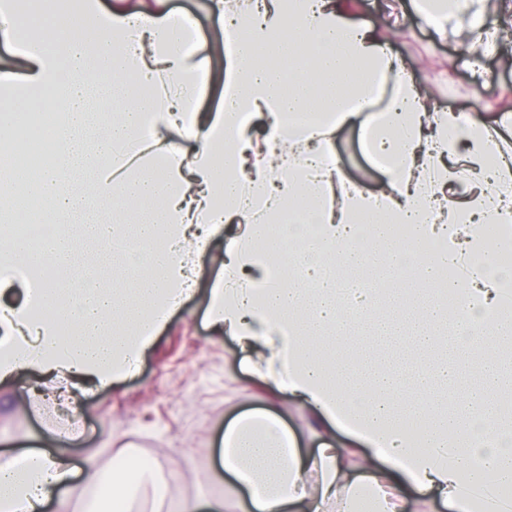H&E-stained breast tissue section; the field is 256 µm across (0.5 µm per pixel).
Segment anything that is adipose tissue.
<instances>
[{"mask_svg":"<svg viewBox=\"0 0 512 512\" xmlns=\"http://www.w3.org/2000/svg\"><path fill=\"white\" fill-rule=\"evenodd\" d=\"M482 2L414 6L439 30L461 17L479 29ZM211 7L224 21V98L203 112L213 72L185 49L192 18L84 0L77 29L62 34L48 9L0 0V40L22 43L25 68L20 79L0 73V110L33 119L59 107L45 136L61 147L33 187L41 208L0 211V290L22 292L0 308V382L37 371L69 398L129 373L192 290L187 253L220 235L207 319L307 411L321 445L305 457L273 412L241 417L224 432L225 495L186 498L181 512H353L359 495L375 512H401L405 486L420 512L437 500L449 512L477 501L512 512L496 494L499 462L512 457V403L496 394L512 377V270L493 261L512 247V167L498 143L474 113L430 108L344 0ZM275 30L287 39L267 44ZM284 81L294 97L280 95ZM306 110L316 123H289ZM355 124L386 177L375 194L347 187L334 163L337 131ZM287 211L317 227L297 254L260 239L261 222ZM364 216L409 225L389 262L413 290L410 307L377 288L380 244ZM13 224L46 233L34 247ZM391 326L401 329L393 363L321 348ZM27 458L0 460V512H43L69 492L66 455Z\"/></svg>","mask_w":512,"mask_h":512,"instance_id":"obj_1","label":"adipose tissue"}]
</instances>
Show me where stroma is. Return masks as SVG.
<instances>
[{
	"mask_svg": "<svg viewBox=\"0 0 512 512\" xmlns=\"http://www.w3.org/2000/svg\"><path fill=\"white\" fill-rule=\"evenodd\" d=\"M104 2L127 7L141 2L161 13L191 15L201 25L197 56L218 65L213 48L224 40V24L211 11L210 0ZM409 2L350 0V8L355 20L374 23L388 36L392 52L403 59L432 106L480 113L501 150L512 153V131L502 124L512 112V43L477 54L468 21L442 33L425 25ZM336 155L355 185L371 192L383 187L384 176L363 154L357 129L337 133ZM223 260L224 240L218 237L209 251L194 257V292L173 311L136 370L112 386L77 395L82 422L76 436L60 433L46 420L43 401L34 393L42 381L39 374L0 383V456L37 449L65 453L79 465L92 455L103 470L129 457L130 435L141 432L165 467L143 470L133 499L140 512H177L184 497L210 499L223 490L224 429L240 414L271 408L290 432L299 433L297 404L249 373L234 342L215 335L205 319L210 287ZM160 479L169 484L164 503L153 498Z\"/></svg>",
	"mask_w": 512,
	"mask_h": 512,
	"instance_id": "35a3bbf8",
	"label": "stroma"
}]
</instances>
